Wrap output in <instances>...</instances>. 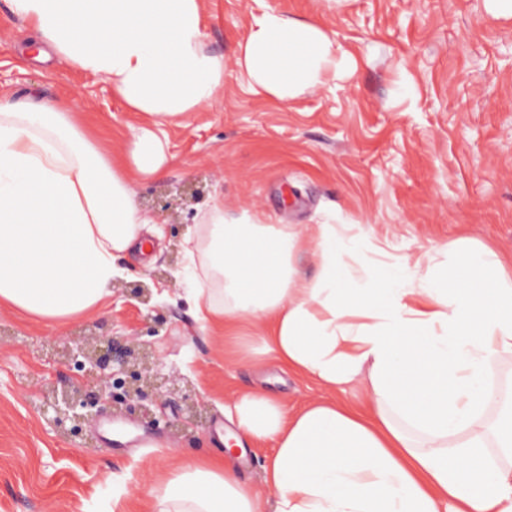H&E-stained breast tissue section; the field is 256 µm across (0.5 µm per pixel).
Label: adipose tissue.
Returning <instances> with one entry per match:
<instances>
[{"label":"adipose tissue","instance_id":"1","mask_svg":"<svg viewBox=\"0 0 512 512\" xmlns=\"http://www.w3.org/2000/svg\"><path fill=\"white\" fill-rule=\"evenodd\" d=\"M39 44L105 77L146 121L125 164L75 123L74 98H0V310L65 324L112 295L117 255L151 219L133 182L162 173L163 122L210 105L224 59L203 44L201 0H8ZM240 63L280 101L339 75L345 60L317 23L256 18ZM353 237L333 224L224 221L216 201L185 237L186 279L201 328L256 330L257 353L327 392L297 414L261 390L240 395L242 438L273 440L264 488L242 485L220 455L183 461L146 485L151 512H512V382L490 376L512 357V256L467 249L450 277L402 278L338 256ZM309 253L308 279L294 266Z\"/></svg>","mask_w":512,"mask_h":512}]
</instances>
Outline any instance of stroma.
<instances>
[{
  "label": "stroma",
  "instance_id": "obj_1",
  "mask_svg": "<svg viewBox=\"0 0 512 512\" xmlns=\"http://www.w3.org/2000/svg\"><path fill=\"white\" fill-rule=\"evenodd\" d=\"M204 45L224 58L212 103L168 124L161 177L134 185L156 226L149 245L115 260V288L142 283L149 304L114 298L97 315L60 327L0 314V512H146L135 484L159 479L180 457L224 454L215 425L235 431L224 408L261 388L288 412L320 396L318 386L270 356L243 363L230 337L199 330L178 273L184 238L215 199L228 222L346 224L361 258L405 261L415 276L452 274L460 239L512 254V16L492 17L490 0H203ZM319 22L347 58L326 84L281 102L254 88L239 46L255 13ZM34 35L0 0V94L52 101L78 95V117L112 144L130 145L141 119L100 76L33 60ZM184 196L174 215L153 213L161 197ZM165 323L146 342L163 374L185 378L203 398L185 426L183 392L164 393L151 418L101 404L68 438L55 427L49 392L86 382L63 347H95L139 331L150 310ZM275 454L247 442L238 476L263 485Z\"/></svg>",
  "mask_w": 512,
  "mask_h": 512
}]
</instances>
